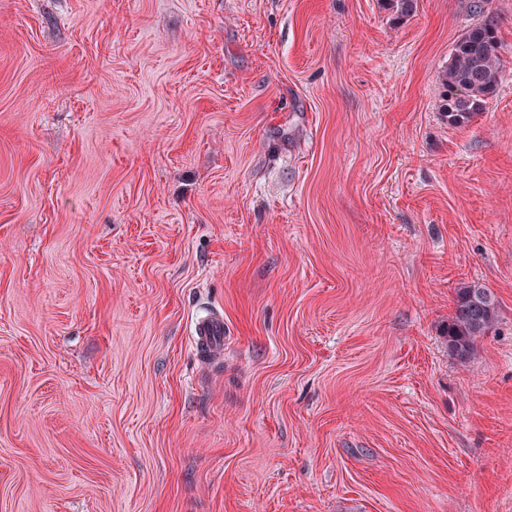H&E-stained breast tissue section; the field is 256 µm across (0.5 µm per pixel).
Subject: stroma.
I'll use <instances>...</instances> for the list:
<instances>
[{"mask_svg": "<svg viewBox=\"0 0 512 512\" xmlns=\"http://www.w3.org/2000/svg\"><path fill=\"white\" fill-rule=\"evenodd\" d=\"M0 512H512V0H0ZM501 43L490 22L468 29L456 42L439 76L444 87L441 111L454 127L467 125L503 78ZM498 305L493 293L479 284L464 283L456 290L455 306L448 321L446 346L460 362L475 355V341L497 321ZM224 334V316L208 310L194 322L191 344L201 358L219 359L224 354Z\"/></svg>", "mask_w": 512, "mask_h": 512, "instance_id": "1", "label": "stroma"}]
</instances>
